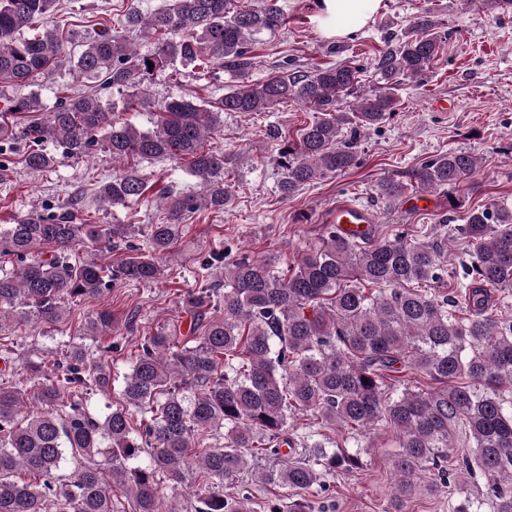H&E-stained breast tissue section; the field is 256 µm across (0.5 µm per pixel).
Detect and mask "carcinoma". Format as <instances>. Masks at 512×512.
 <instances>
[{
	"instance_id": "cac0c4a2",
	"label": "carcinoma",
	"mask_w": 512,
	"mask_h": 512,
	"mask_svg": "<svg viewBox=\"0 0 512 512\" xmlns=\"http://www.w3.org/2000/svg\"><path fill=\"white\" fill-rule=\"evenodd\" d=\"M60 0H0V84L32 86L52 78L72 56L71 40L57 28L23 30L57 11ZM286 24L277 0H171L150 14L131 9L118 26L102 28L84 44L75 67L122 96L96 93L59 99L45 117L17 126L11 118L43 110L40 94L3 100L0 139L19 144L33 171L84 157L99 146L126 167L100 185L104 208L146 198L148 180L133 164L188 161L202 188L196 195L168 192L165 216L147 225L146 247L127 244L129 256L104 266L76 258L81 246H116L136 236V224L76 223L69 210L0 225V256L17 259L0 273V336L31 318L59 322L66 306L100 299L110 285L151 283L163 275L158 259L183 233V217L200 208L221 211L231 202L224 184V154L204 138L224 123V113L265 112L289 100L316 113L284 138L276 158L278 190L289 199L305 186L356 166L360 131L376 127L399 104L398 86L428 72L442 36L428 13L381 51L372 78L359 92L362 70L352 62L319 66L305 74L281 66L265 79L243 82L255 66L258 36ZM158 35L153 53L141 55L127 39ZM153 67H148V64ZM222 69L238 82L215 103L172 97L155 105L154 127L139 130L119 111L148 104L147 81L169 67ZM356 99L347 111L342 101ZM478 168L477 157L450 150L425 161L416 183L453 189ZM464 240L455 297L436 285L448 275V239ZM48 246L44 258L39 249ZM224 263V289L211 285L181 298L190 317L187 333L173 322L143 338L122 390L124 405L100 418L87 392L112 387V345L75 346L52 364L0 369V512H117L104 464L118 471L131 512H179L163 507L164 485L185 481L197 466L194 512H250L249 498L224 495V480L251 468V459L281 455L297 440L305 457L254 473L256 481L294 491L320 482L324 471L361 466L341 445L328 450L319 433H287L288 419L310 415L321 428L350 435L382 423L396 435V487L389 512L423 485L431 493L454 480L487 479L448 501L449 512H512V316L496 308L512 296V207L492 200L469 209L462 224L444 218L436 235L398 229L381 236H346L326 227L321 246L284 272L247 255L200 264L201 276ZM92 333L112 329V311L89 321ZM421 374L429 390L397 386L394 374ZM149 419L135 422L129 407ZM226 429L224 442L217 433ZM470 448L458 453L456 448ZM145 454L148 463L124 461ZM80 462L70 478L67 458ZM306 498H290L269 512H309Z\"/></svg>"
}]
</instances>
